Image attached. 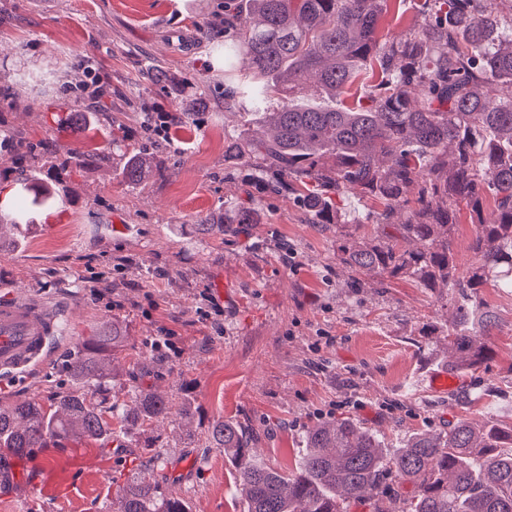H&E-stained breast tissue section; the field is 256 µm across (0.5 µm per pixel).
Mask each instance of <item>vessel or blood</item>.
Here are the masks:
<instances>
[{
  "mask_svg": "<svg viewBox=\"0 0 512 512\" xmlns=\"http://www.w3.org/2000/svg\"><path fill=\"white\" fill-rule=\"evenodd\" d=\"M66 312V303L59 301L15 295L0 301V380H21L51 357L61 341ZM86 465V459L79 456L63 465L51 454H36L26 463V485L43 496L60 499L78 484Z\"/></svg>",
  "mask_w": 512,
  "mask_h": 512,
  "instance_id": "1",
  "label": "vessel or blood"
}]
</instances>
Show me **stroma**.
Here are the masks:
<instances>
[{"instance_id": "1", "label": "stroma", "mask_w": 512, "mask_h": 512, "mask_svg": "<svg viewBox=\"0 0 512 512\" xmlns=\"http://www.w3.org/2000/svg\"><path fill=\"white\" fill-rule=\"evenodd\" d=\"M432 7L389 0L380 40L409 32ZM223 19L224 0H0V123L56 145L22 159L1 149L0 188L17 190L34 172L58 194L34 210L24 244L0 250V296L19 288L70 305L68 341L24 384L0 387V402L50 405L68 386L70 353L117 322L128 341L112 402L156 389L175 408L106 452L73 444L90 464L70 496L0 495V512H119L145 468L191 512H245L236 471L211 441L221 420L246 427L277 469L294 467L307 432L337 417L392 448L460 419L512 422L511 293L481 289L497 317L493 354L459 386L434 387L448 371L438 293L409 277L354 274L336 249L348 233L375 238L382 206L347 192L335 223L312 224L259 190L257 166L225 156V133L257 123L225 111L224 62L201 39V27ZM76 112L91 113L95 130L71 125ZM158 112L177 121L154 143L145 124ZM139 150L161 170L132 185L120 163ZM243 207L253 223H227ZM164 328L171 343L155 348Z\"/></svg>"}]
</instances>
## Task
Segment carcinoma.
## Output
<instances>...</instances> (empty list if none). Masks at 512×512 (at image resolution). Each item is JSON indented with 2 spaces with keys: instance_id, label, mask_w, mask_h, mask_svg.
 I'll return each mask as SVG.
<instances>
[{
  "instance_id": "carcinoma-1",
  "label": "carcinoma",
  "mask_w": 512,
  "mask_h": 512,
  "mask_svg": "<svg viewBox=\"0 0 512 512\" xmlns=\"http://www.w3.org/2000/svg\"><path fill=\"white\" fill-rule=\"evenodd\" d=\"M388 0H226L224 110L257 111L263 129L240 145L238 159L262 157L276 179L265 188L300 205L319 224L334 223L336 198L353 191L384 207L388 232L352 239L341 248L351 270L372 277L408 276L441 295L454 292L448 321V369L471 370L492 355L496 317L476 305L490 282L512 289V0H433L420 27L380 43ZM377 60L383 80L356 109L281 103L263 111L271 94L315 79L331 96L345 93ZM423 88L411 98L410 90ZM46 150L0 129V144ZM146 152L128 158L124 178L135 183L157 169ZM33 206L55 201L47 184L24 182L11 217L12 238L33 225ZM492 198L496 219L477 224L476 263L459 269L449 243L458 207L481 214ZM126 342L119 323L103 327L67 363L74 387L54 409L35 399L0 403V471L34 448L60 441H110L172 414L169 399L134 390L129 402L103 406L113 362ZM110 415L117 427L105 419ZM211 438L237 471L246 512H347L352 502L384 493V474L414 485L401 512H512V424L458 420L445 434L420 432L394 453L377 431L350 418L308 431L306 451L291 470L263 465L253 439L236 422H217ZM121 512H191L177 495L134 477Z\"/></svg>"
}]
</instances>
